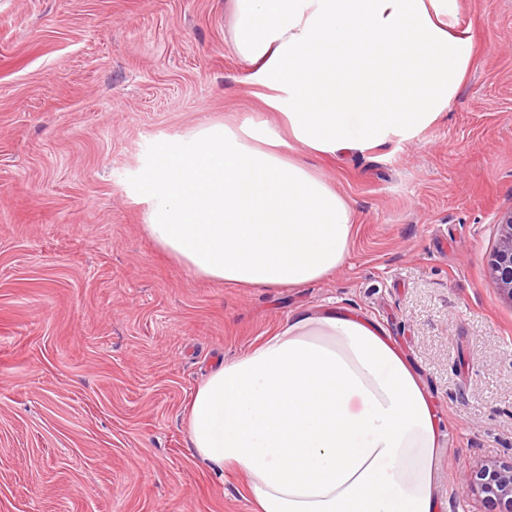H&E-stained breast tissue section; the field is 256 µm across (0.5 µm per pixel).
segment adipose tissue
<instances>
[{
  "label": "adipose tissue",
  "instance_id": "ef3b65f1",
  "mask_svg": "<svg viewBox=\"0 0 512 512\" xmlns=\"http://www.w3.org/2000/svg\"><path fill=\"white\" fill-rule=\"evenodd\" d=\"M231 47L269 88L261 115L157 150L146 234L231 288H297L344 265L349 202L309 164L418 137L474 56L458 0H229ZM195 458L244 475L256 512H437L429 394L365 320L303 312L193 393Z\"/></svg>",
  "mask_w": 512,
  "mask_h": 512
}]
</instances>
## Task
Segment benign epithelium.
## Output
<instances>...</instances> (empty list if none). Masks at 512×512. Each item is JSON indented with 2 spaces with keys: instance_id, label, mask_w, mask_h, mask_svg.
Instances as JSON below:
<instances>
[{
  "instance_id": "7a95c632",
  "label": "benign epithelium",
  "mask_w": 512,
  "mask_h": 512,
  "mask_svg": "<svg viewBox=\"0 0 512 512\" xmlns=\"http://www.w3.org/2000/svg\"><path fill=\"white\" fill-rule=\"evenodd\" d=\"M495 288L512 301V212L501 219V235L491 264ZM466 497L496 507V512H512V458L481 464L461 477Z\"/></svg>"
}]
</instances>
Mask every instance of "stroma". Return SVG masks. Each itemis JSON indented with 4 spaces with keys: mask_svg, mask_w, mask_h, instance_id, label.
<instances>
[{
    "mask_svg": "<svg viewBox=\"0 0 512 512\" xmlns=\"http://www.w3.org/2000/svg\"><path fill=\"white\" fill-rule=\"evenodd\" d=\"M475 57L418 138L314 168L351 204L346 263L228 288L145 233L160 144L262 113L226 0H0V512H254L196 461L185 410L220 361L304 311L353 313L438 417L441 512L512 457V302L490 267L512 212V0H459Z\"/></svg>",
    "mask_w": 512,
    "mask_h": 512,
    "instance_id": "35a3bbf8",
    "label": "stroma"
}]
</instances>
